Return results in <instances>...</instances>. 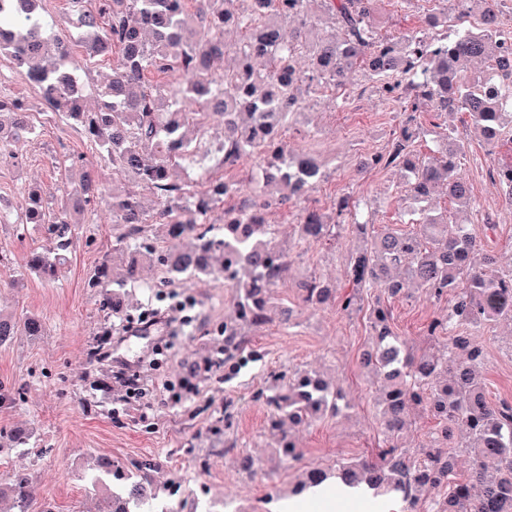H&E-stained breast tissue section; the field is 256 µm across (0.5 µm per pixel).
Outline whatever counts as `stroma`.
<instances>
[{"mask_svg":"<svg viewBox=\"0 0 512 512\" xmlns=\"http://www.w3.org/2000/svg\"><path fill=\"white\" fill-rule=\"evenodd\" d=\"M434 0H378L375 19L382 32L404 33L417 29ZM21 99L32 112L36 135L20 140L14 155L0 158V199L9 202L12 215L26 207L25 185L39 186L51 205H60L78 183L85 162H98L77 125L49 112L37 90L0 56V92ZM303 113L290 125L285 139L289 150L315 153L328 165L327 174L305 208L331 214L335 197L347 194L366 205L375 224L398 223L405 206L401 173L394 167L360 171L359 165L384 152L405 125L408 116L428 123L426 114H413L406 99L392 101L354 73L341 96L323 90H303ZM465 149L463 172L469 179L475 203L464 218L474 229L487 220L499 226L498 250L512 253V210L507 209L489 172L512 162V146H492L467 116L453 121ZM84 162V163H85ZM303 208L275 210L269 223L289 251L290 270L273 289L276 302L293 307L290 325H270L249 330L257 358L233 376L223 369L202 374L198 393L179 406L154 404L149 420L138 411L116 404L110 384L111 370L102 367L99 385L84 379L87 361L104 329L122 330L120 319L99 308V288L93 282L99 265L111 259L122 232L112 221L107 201H99L78 225L69 262L56 281H45L30 270V252H53L57 240L43 224H9L0 228V308L22 318L30 314L43 320L39 336H18L0 347V386L18 390L9 408H0V430L30 428L29 447L0 453V482L27 470L35 494L28 512H96L100 494L86 476L97 456L107 455L130 465L146 457L159 459L161 469L152 478L158 485L177 484L197 512H254L267 496L279 495L296 472L280 462L270 446L268 411L255 400L268 368L316 369L337 379L349 395L350 407L342 415H326L300 429L303 464L336 470L339 465L373 458L381 441L379 415L370 388V376L358 355L369 339L365 315L347 316L335 306L299 304L298 285L316 276L329 287L344 291V270L358 241L343 231L332 241L304 242L298 238ZM189 292L196 300V316L176 338L165 368L149 377L152 389L162 388L173 375L197 360L203 352L222 347L217 329L233 314L234 293L223 281L204 279L170 286ZM394 330L407 343L419 344L425 324L447 313L448 304L424 297L392 302ZM486 357L482 368L491 400H512V328L498 325L477 332ZM232 411L230 430L216 434L212 426L225 411ZM259 460L260 468L246 476L239 461L243 455ZM306 512H402L400 500L372 493L358 499L342 498L331 490L322 500L305 505Z\"/></svg>","mask_w":512,"mask_h":512,"instance_id":"obj_1","label":"stroma"}]
</instances>
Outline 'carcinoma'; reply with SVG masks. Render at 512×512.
Listing matches in <instances>:
<instances>
[{
	"instance_id": "obj_1",
	"label": "carcinoma",
	"mask_w": 512,
	"mask_h": 512,
	"mask_svg": "<svg viewBox=\"0 0 512 512\" xmlns=\"http://www.w3.org/2000/svg\"><path fill=\"white\" fill-rule=\"evenodd\" d=\"M41 0H0V54L25 72L53 114L79 122L86 140L112 165V174L131 175L160 196L152 213L131 192L116 195L113 223L124 226L118 241L131 258L121 269L104 262L96 286L103 288L100 306L121 315L127 309L124 288L141 277L143 264L161 269L168 279L202 276L224 279L234 289V318L224 327V357L209 351L192 368L222 365L234 374L252 361L247 331L276 321H289V310L272 303V288L288 275L287 253L275 242L276 228L266 211L288 208L316 190L298 188L288 174L302 158L312 172L321 170L317 158L288 150L282 129L299 110L300 84L343 85L357 68L382 82V91L399 94L417 109H431V125L442 130L437 155L425 160L411 149L420 127L407 125L393 138L388 152L363 162V167H398L404 172L411 214L416 227L401 232L380 230L359 219L348 196L333 203L334 217L312 209L299 224V238L322 241L349 226L362 241L346 267L351 290L336 295L315 277L299 285L302 302L319 306L338 303L348 315L368 311L370 346L361 361L370 367L374 400L384 434L376 460L342 464L336 478L351 487L382 491L401 498L404 512H419L424 494L436 512H512V402L487 400L482 366L483 346L472 331L497 323L512 325V260L498 264L494 251L484 248L471 225L448 223V212L431 207L441 192L459 210L473 204L472 189L462 173L463 145L448 117L465 114L491 143H512V48L500 16V0H452L463 17L480 13L476 29L450 36L437 32L439 15L428 13L418 30L401 36L381 34L374 24V0H68L67 23L73 33L64 38L56 23L38 10ZM313 47L311 67H298L302 50ZM94 65L112 61V74L99 89L96 110H83V88L69 67L74 50ZM55 58L45 69L40 57ZM480 61L486 69L473 73ZM176 74L174 85H161L150 76ZM493 79L508 94L500 102L486 100L482 87ZM196 105L185 112L181 104ZM0 156L10 154L14 140L35 132L36 126L19 99L0 94ZM217 117L224 140L204 149L191 145L185 129ZM223 154L222 166L234 167L246 158L263 163L262 186L239 200L240 183L208 173L195 185L176 182L174 171L212 153ZM512 164L493 170L505 203L512 205ZM102 193L93 172L83 173L75 194ZM222 210L221 234L204 223ZM83 207L72 202L47 214L42 194L29 191L28 224H46L58 241L53 255L35 254L28 263L48 278L56 276L74 235L75 215ZM155 224V236H142V225ZM188 238L190 246L171 250L162 240ZM380 292L364 308L363 292ZM449 299L448 314L431 319L423 345L408 346L392 328L390 306L381 297ZM36 317L18 320L0 313V346L18 331L41 332ZM405 354V368L390 371L383 365L395 348ZM340 387L317 371L293 374L268 372L255 393L270 411L271 443L290 462L303 457L296 428L327 412L339 413ZM437 423L436 436L414 457L402 442L415 410ZM469 458L466 478H453L457 450ZM158 466L154 458L129 468L102 458L95 481H107L112 491L97 512H170L166 497L175 486L151 493L147 478ZM330 474L321 468L301 471L290 488L293 497L305 496L326 485ZM7 492L18 512H26L33 496L29 474H13Z\"/></svg>"
}]
</instances>
